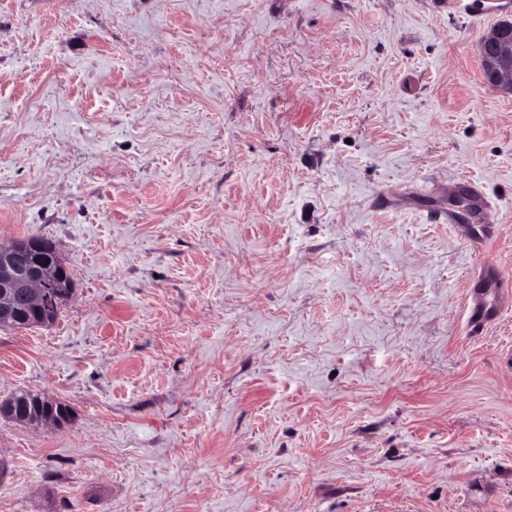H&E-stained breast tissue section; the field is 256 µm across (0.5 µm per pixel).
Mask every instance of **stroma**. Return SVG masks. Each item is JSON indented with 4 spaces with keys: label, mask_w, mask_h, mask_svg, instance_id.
Listing matches in <instances>:
<instances>
[{
    "label": "stroma",
    "mask_w": 512,
    "mask_h": 512,
    "mask_svg": "<svg viewBox=\"0 0 512 512\" xmlns=\"http://www.w3.org/2000/svg\"><path fill=\"white\" fill-rule=\"evenodd\" d=\"M0 0V244L75 293L0 331V512H512V92L484 0ZM478 184L498 237L437 222ZM505 27L498 28V35L495 40H490L493 36L486 35L478 45V52L482 59H485V54L491 53L497 55V57L507 58L509 50H512V43L509 41L508 32L511 34V30H506ZM484 270L486 275L467 285V321L473 331H483L497 318L504 298L511 292V286L504 288L493 264L485 263ZM23 407L31 419H38L43 416L51 415L62 427L69 424L72 420V409L69 405L58 400H49L46 396L27 391H20L10 397L8 400L0 403L1 410L7 407Z\"/></svg>",
    "instance_id": "obj_1"
}]
</instances>
